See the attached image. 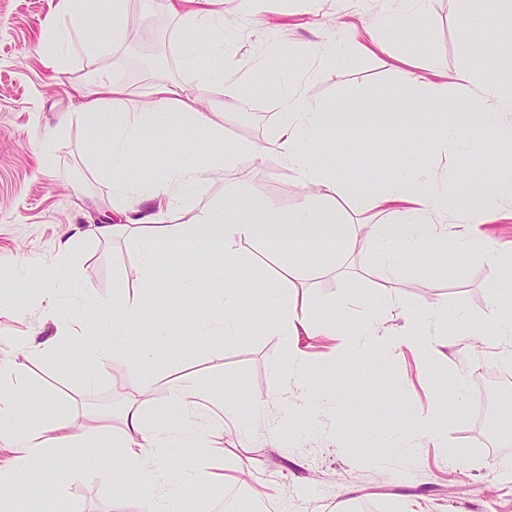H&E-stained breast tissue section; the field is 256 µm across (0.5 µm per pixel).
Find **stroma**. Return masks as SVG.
Segmentation results:
<instances>
[{"mask_svg": "<svg viewBox=\"0 0 512 512\" xmlns=\"http://www.w3.org/2000/svg\"><path fill=\"white\" fill-rule=\"evenodd\" d=\"M57 0H0V264L25 257L30 268L51 264L60 238L73 225L109 224L110 181L92 161V146L83 119V101L73 91L90 67H97L137 91L165 79L190 86L199 103L212 91L196 85L194 72L184 61L180 44L186 36L181 22L170 15L165 0H129L127 34L95 61L83 50L91 39H102L101 20L88 16L71 25L63 45L61 71L47 68L36 53L46 20L54 18ZM263 19H249L241 0H224V25L236 39L234 52L224 58L225 75L240 68L251 71V81L239 99L215 115L224 130L220 141L207 140L203 152L211 161L224 163V175L201 182L184 193L189 214L201 215L223 202L226 188H235L245 200L267 204L281 213L297 210L304 191L295 174L278 158L251 166L225 164V151L233 144L268 138L279 122L278 96L288 76H295L304 92L317 101L336 102V130L317 146L314 156H335L352 191L336 201L348 224H383L390 214L374 206L359 192L369 175L384 182L399 176L405 164L426 154L425 141L434 131L400 102L408 74L416 73L438 83L451 81L460 69L473 76L496 73L512 77V10L499 0H429L423 25L407 26L390 9V0H315L312 13L300 10L297 0H269ZM482 19L485 36L478 38L469 57H459L457 46L466 37L468 18ZM279 28L282 50H272L263 32V21ZM344 28L356 41H340L334 60L312 57L308 48L321 34ZM391 102L386 120L371 114L375 101ZM58 139L53 163H46L42 142L48 133ZM183 132L177 128L152 131L134 150L128 174L138 178L161 168L170 146ZM435 181L454 182L474 201L487 191L488 177L501 175L496 151L486 150L478 164L442 155L427 156ZM75 265L84 269L77 284L66 285L62 301L74 309L84 328L93 334L108 332L110 317L101 305L112 297V287L123 277H134L137 249L129 240L84 242L74 253ZM402 270L388 279L374 275V259L365 252L337 260L325 259L322 271L303 277L309 301L324 317L334 319L342 339H349L364 310L401 302L428 309L455 305L473 318L486 312L495 272L482 253L447 255L408 254ZM212 284L198 295L181 300L180 315L173 318L163 306L152 309L154 320L167 323L163 345L152 336H135L140 346H156L155 366L146 374L154 392L150 405L163 402L167 381L174 375L224 382L245 399L266 400L271 414L266 437L248 452L230 444L229 438L209 441V455L219 465L245 459L252 476L245 485L217 489L194 486L186 496L184 512H224L232 502L234 512H512V483L499 482L492 468L496 457L512 459V450L492 454L498 437L478 427L472 418L449 421L446 442L424 444L420 462L410 468L396 455L370 460L367 451L384 444L383 426L398 427V439L415 444L417 430L410 420L429 414L437 405L427 385L441 380L449 370L466 377L480 372L508 371V364L491 352L470 353L459 332H449L448 360L417 366L410 354L399 355L379 348L327 372L307 370L310 388L328 399L326 409L335 412V398L347 393L354 400L347 425L332 435L326 418L314 421L294 416L282 421L278 410L289 398V383L279 366L285 351L281 342L263 335L260 312H249L244 334L233 344L220 338H204L188 330L189 322L209 310ZM36 334L52 339L55 328L44 321L39 307L19 318L10 305L0 306V338ZM224 354L222 370L212 368V352ZM74 347L60 348L53 362L30 358L24 375L31 389L71 397L73 417L97 410H120L133 392V380L108 369L95 385H85L71 370ZM464 449L468 465L451 466L447 447ZM66 465L74 470L92 468L90 477L70 484L59 497L42 492L44 477L32 466L23 496L35 512H153L154 501L138 486L139 478L104 453L87 459L75 449Z\"/></svg>", "mask_w": 512, "mask_h": 512, "instance_id": "obj_1", "label": "stroma"}]
</instances>
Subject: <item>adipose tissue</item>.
<instances>
[{
  "label": "adipose tissue",
  "mask_w": 512,
  "mask_h": 512,
  "mask_svg": "<svg viewBox=\"0 0 512 512\" xmlns=\"http://www.w3.org/2000/svg\"><path fill=\"white\" fill-rule=\"evenodd\" d=\"M183 2L167 0V7L179 15L185 29L206 36L210 61L195 65L194 77L197 84L212 89V111H223L247 84L243 78L232 82L224 78L221 62L234 49L224 28V16L213 9V0H197V9L191 11L183 10ZM57 9L73 19L91 13L106 23V39L85 45L88 58H97L126 35L122 20L127 0H59ZM454 80L455 87L450 90L426 77H415L404 97L416 117H438L439 133L430 141L429 150L450 158L483 149L482 143L464 142L458 134L461 116L473 113V101L482 105L477 116L483 126L498 124L501 114L512 112V82L493 75L476 79L465 72L457 73ZM75 93L84 101L83 116L92 136L104 139L112 210L118 221L76 230L72 237L59 241L54 262L38 270L33 286L43 315L57 323L58 339L76 342V369L84 377L108 366L124 368L132 375L151 365L155 350L140 349L133 355L127 352L134 327L148 329L159 340L165 335L163 325L152 319L151 302L163 293L188 297L202 281L217 280L222 288L214 308L196 321L194 332L230 340L239 335L245 312H266L263 332L283 344V366L295 389L294 399L282 405L280 415L285 419L296 414L318 417L322 402L307 389L304 372L317 363L335 368L339 330L335 322L312 312L306 295L293 287L292 281L301 272L316 271V255L336 249L349 256L371 252L377 260V275L387 278L400 272L399 258L405 252L486 248L497 286L484 323L492 344L512 356V252L491 247V237L483 229L491 215L502 210L504 201L512 198L511 185H495L479 202L466 201L455 186L434 187L426 166L419 162L398 180L380 187L363 186L375 207L392 211V221L343 223L336 217L333 199L346 193L350 185L337 175L335 159L317 164L311 152L323 139L337 106L331 101L312 100L295 86L280 97V122L275 133L259 143L233 145L227 158L258 164L278 156L302 186H315V193L299 210L287 215L257 202L243 203L231 193L204 216L174 224L170 218L182 208L183 189L202 182L213 171L202 156L201 142L209 137L222 139V128L199 112L185 86L174 82L155 83L147 100L136 107L131 105L124 84L95 68L86 83L76 86ZM158 127H179L186 135L170 148L161 174L143 180L127 177L132 151ZM452 214L463 215V230L449 231L447 222ZM86 236L98 241L117 237L131 240L139 256L136 279H119L105 305L113 317V327L111 336L103 338L80 329L74 312L62 306L57 286L63 278L80 279V272L70 268L69 258L74 241ZM245 242L287 254L283 275L263 278L252 273L239 253ZM393 317L399 324L396 329H387L385 323ZM471 322L469 313L457 307L423 310L397 303L365 314L345 352L353 358L383 345L392 350L406 348L437 361L444 353L441 342L432 336L433 328H460ZM148 391L147 385H140L120 414H88L77 426L70 419L69 401H48L43 393L26 387L21 364L1 359L0 452L5 458L0 461V512H18L19 492L32 464H39L45 473L51 494L84 479V472L63 466L78 448L92 455L111 449L113 458L139 476L145 493L160 500L159 512H181L183 499L194 485L216 486L244 474L239 464L222 472L213 470L205 445L210 436L226 429L235 447H254L268 413L267 401L240 400L231 391L175 379L168 386L164 404L149 409L143 401ZM438 395L436 412L421 421L423 435L430 440L443 437L448 419L464 417L467 397L463 374L449 370L448 383ZM47 404L52 407L48 413L43 410Z\"/></svg>",
  "instance_id": "obj_1"
}]
</instances>
